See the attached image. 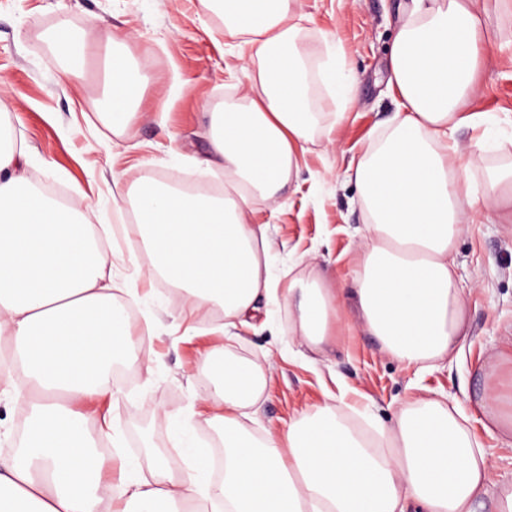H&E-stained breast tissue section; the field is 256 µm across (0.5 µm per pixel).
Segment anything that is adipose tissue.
<instances>
[{
	"instance_id": "ef3b65f1",
	"label": "adipose tissue",
	"mask_w": 512,
	"mask_h": 512,
	"mask_svg": "<svg viewBox=\"0 0 512 512\" xmlns=\"http://www.w3.org/2000/svg\"><path fill=\"white\" fill-rule=\"evenodd\" d=\"M252 64L240 103L211 113L210 163L234 175L220 197L187 195L154 181L129 193L153 258L149 278L185 291L196 308H221L226 334L250 325L276 288L267 229L248 221L256 200L289 183L316 124L308 97L299 0H211ZM482 0H408L388 59L398 98L384 136L354 168L367 219L353 299L361 326L402 364L425 371L461 351L467 306L455 276V247L476 198L468 159L453 134L480 120L469 111L489 55ZM140 79L124 57L112 64L108 118L126 129ZM17 148L0 144V359L16 361L28 389L29 428L0 463V512H476L483 497L512 512V482L490 490L489 461L459 406L438 395L405 405L377 440L333 405L256 437L246 420L267 387L264 367L232 358L225 345L202 354L213 381L198 400L225 452L224 477L210 454L189 449L179 467L155 461L148 475L122 460L120 476L88 437L75 402L103 391L107 365L126 358L134 320L112 294L107 257L88 211L31 188ZM336 291L319 280L288 290L292 332L324 343ZM487 432H512V395L489 384Z\"/></svg>"
}]
</instances>
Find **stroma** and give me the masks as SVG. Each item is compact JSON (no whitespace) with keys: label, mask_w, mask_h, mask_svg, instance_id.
I'll return each mask as SVG.
<instances>
[{"label":"stroma","mask_w":512,"mask_h":512,"mask_svg":"<svg viewBox=\"0 0 512 512\" xmlns=\"http://www.w3.org/2000/svg\"><path fill=\"white\" fill-rule=\"evenodd\" d=\"M400 0H303L299 45L308 53L310 99L317 104L313 138L299 170L275 200L255 201L253 224L269 227L270 270L277 293L267 312L241 328L228 347L243 359L272 364L253 431L277 427L302 409L344 395L367 418L388 427L401 407L430 393L459 403L491 467L490 484L512 481V440L490 436L476 403L484 375L498 368L512 389V223H499L485 203L489 171L511 162L484 153L471 167L478 199L474 222L457 241L455 274L467 302L466 336L457 359L418 373L385 355L375 337L356 323L351 307L340 309L326 343L311 347L294 336L288 316V286L311 277L336 289L354 285L365 211L345 170L385 129L397 110L388 86V55ZM496 36L494 61L480 74L475 111L487 113L488 128L464 126L455 133L461 149L476 139L512 138V13L486 0ZM67 24L89 52L81 80L67 74L53 36ZM341 53L343 69L357 83L346 106L329 101L319 69ZM120 53L130 63L148 60L137 116L122 133L106 121L109 63ZM248 51L225 35L221 20L203 0H0V98L8 123L28 159L35 185L80 200L97 224L121 227V240L103 238L107 271L117 301L131 305L135 320L150 316L151 336L100 395L82 403L91 412L90 431L101 416L118 425L125 457L148 473L154 457L180 461V445L211 447L216 435L197 397L212 381L201 351L223 341L215 327L223 310L190 314L183 292L169 283L138 277L152 257L136 224L126 222L127 190L143 179L165 185L228 182L223 168L196 165L209 150L208 114L239 97L246 84ZM165 105L164 122L150 119Z\"/></svg>","instance_id":"stroma-1"}]
</instances>
